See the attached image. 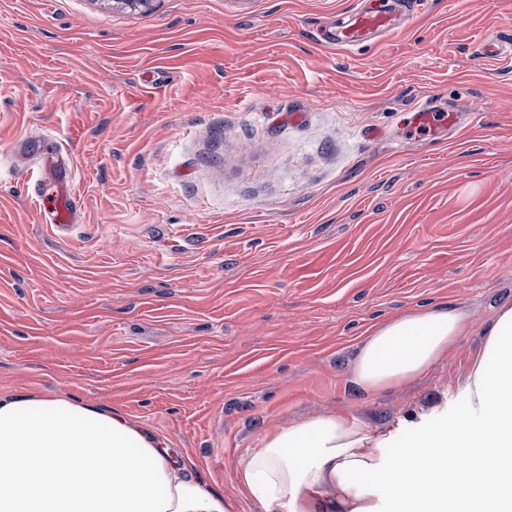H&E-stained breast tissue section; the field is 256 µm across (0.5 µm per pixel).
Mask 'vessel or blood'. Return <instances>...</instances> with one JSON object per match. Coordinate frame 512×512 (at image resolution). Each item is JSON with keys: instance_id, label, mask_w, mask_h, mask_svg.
<instances>
[{"instance_id": "1", "label": "vessel or blood", "mask_w": 512, "mask_h": 512, "mask_svg": "<svg viewBox=\"0 0 512 512\" xmlns=\"http://www.w3.org/2000/svg\"><path fill=\"white\" fill-rule=\"evenodd\" d=\"M393 21L394 12L386 7L358 11L351 24L329 36L328 44L344 48L359 46L370 34L389 32ZM455 120V114L447 112L446 108L425 104L415 109L411 123L414 127L444 136L454 125ZM43 172V177L36 185V195L39 199L51 200L52 224L61 230L69 229L77 221L76 205L71 192L75 169L68 158L62 153L55 152L45 158Z\"/></svg>"}]
</instances>
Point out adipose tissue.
<instances>
[{
  "label": "adipose tissue",
  "mask_w": 512,
  "mask_h": 512,
  "mask_svg": "<svg viewBox=\"0 0 512 512\" xmlns=\"http://www.w3.org/2000/svg\"><path fill=\"white\" fill-rule=\"evenodd\" d=\"M470 329L432 308L375 327L354 383L375 395L445 357ZM456 411L411 423L415 441L389 456L392 432L354 413L268 436L241 463L260 512H512V304L500 308ZM0 512H232L168 439L125 413L65 396H0Z\"/></svg>",
  "instance_id": "1"
}]
</instances>
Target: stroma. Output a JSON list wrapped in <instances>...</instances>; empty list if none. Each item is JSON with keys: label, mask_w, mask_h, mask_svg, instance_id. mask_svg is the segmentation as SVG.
<instances>
[{"label": "stroma", "mask_w": 512, "mask_h": 512, "mask_svg": "<svg viewBox=\"0 0 512 512\" xmlns=\"http://www.w3.org/2000/svg\"><path fill=\"white\" fill-rule=\"evenodd\" d=\"M358 0H0V394L118 409L259 512L241 461L346 408L395 429L456 393L512 303V0H433L384 39L313 37ZM456 108L452 131L413 108ZM479 111L481 124L469 114ZM54 130L77 222L35 198ZM474 326L418 379L353 383L375 326ZM454 112V110L445 107L426 103L425 105L418 106L412 112L411 125L414 128L427 129L432 134L447 136L448 130L454 125L456 120Z\"/></svg>", "instance_id": "obj_1"}]
</instances>
